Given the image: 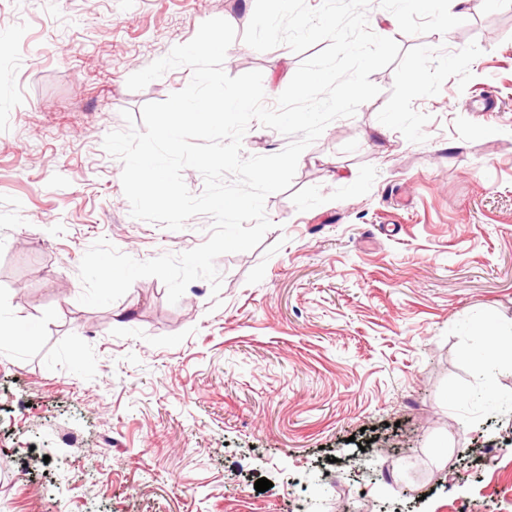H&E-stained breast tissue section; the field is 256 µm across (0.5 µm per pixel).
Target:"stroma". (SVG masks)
I'll use <instances>...</instances> for the list:
<instances>
[{
  "mask_svg": "<svg viewBox=\"0 0 512 512\" xmlns=\"http://www.w3.org/2000/svg\"><path fill=\"white\" fill-rule=\"evenodd\" d=\"M254 6L0 0V319L23 330L0 335V512H512V419L474 395L512 366L469 356L512 327V0H371L398 58L267 197L262 243L217 258L219 294L145 277L79 303L98 240H207L206 216L132 218L103 139L192 71L129 75ZM302 60L239 38L223 69L271 107Z\"/></svg>",
  "mask_w": 512,
  "mask_h": 512,
  "instance_id": "obj_1",
  "label": "stroma"
}]
</instances>
